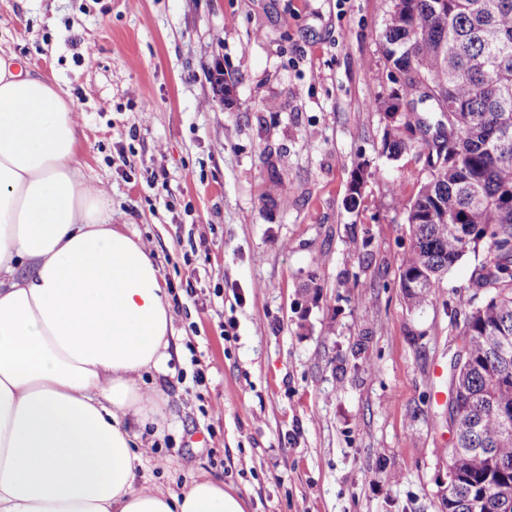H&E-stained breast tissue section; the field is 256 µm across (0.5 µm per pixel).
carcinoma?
Returning a JSON list of instances; mask_svg holds the SVG:
<instances>
[{"mask_svg": "<svg viewBox=\"0 0 512 512\" xmlns=\"http://www.w3.org/2000/svg\"><path fill=\"white\" fill-rule=\"evenodd\" d=\"M389 70L420 80L377 101L386 116L403 103L442 112L435 132L404 115L387 134L395 158L431 142L433 166L407 209L413 244L400 288L412 308L442 287L465 256L488 245L472 274L463 362L449 375L446 512H512V0H393L382 32ZM431 136L420 140L415 131ZM484 301L474 305L478 295Z\"/></svg>", "mask_w": 512, "mask_h": 512, "instance_id": "cac0c4a2", "label": "carcinoma"}]
</instances>
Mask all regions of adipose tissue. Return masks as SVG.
Masks as SVG:
<instances>
[{
    "label": "adipose tissue",
    "instance_id": "ef3b65f1",
    "mask_svg": "<svg viewBox=\"0 0 512 512\" xmlns=\"http://www.w3.org/2000/svg\"><path fill=\"white\" fill-rule=\"evenodd\" d=\"M75 108L0 55V512H245L223 482L139 480L144 373L171 356L152 249L111 224Z\"/></svg>",
    "mask_w": 512,
    "mask_h": 512
}]
</instances>
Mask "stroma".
Segmentation results:
<instances>
[{
	"label": "stroma",
	"mask_w": 512,
	"mask_h": 512,
	"mask_svg": "<svg viewBox=\"0 0 512 512\" xmlns=\"http://www.w3.org/2000/svg\"><path fill=\"white\" fill-rule=\"evenodd\" d=\"M391 8L0 0V51L72 101L86 177L167 283L176 350L142 378L165 405L138 431L161 488L220 480L245 512H444L448 370L487 250L407 305L406 204L428 170L383 154L389 121L367 104L394 87Z\"/></svg>",
	"instance_id": "obj_1"
}]
</instances>
